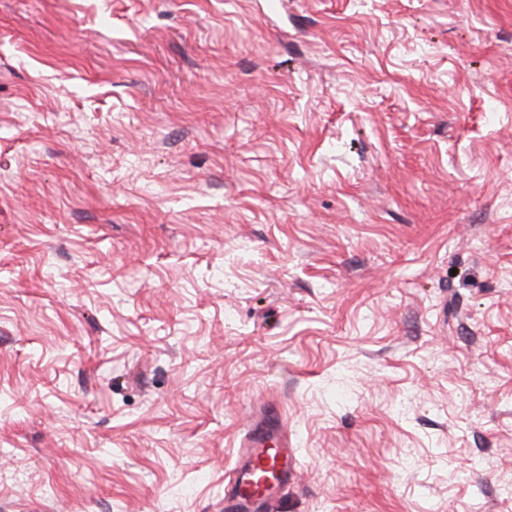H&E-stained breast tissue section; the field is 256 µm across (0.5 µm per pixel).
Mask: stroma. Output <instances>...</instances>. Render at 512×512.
I'll use <instances>...</instances> for the list:
<instances>
[{
    "mask_svg": "<svg viewBox=\"0 0 512 512\" xmlns=\"http://www.w3.org/2000/svg\"><path fill=\"white\" fill-rule=\"evenodd\" d=\"M507 512L512 0H0V512ZM281 423L271 411H265L254 429L241 440L238 453L245 458V463L238 467L229 477L233 490L234 507L249 510L264 506L263 496L258 481L259 470L266 467L277 471L280 480L291 477L293 472L294 448H288V441L267 448L268 441L276 442L281 435Z\"/></svg>",
    "mask_w": 512,
    "mask_h": 512,
    "instance_id": "1",
    "label": "stroma"
}]
</instances>
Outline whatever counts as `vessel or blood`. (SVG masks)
Instances as JSON below:
<instances>
[{
  "label": "vessel or blood",
  "mask_w": 512,
  "mask_h": 512,
  "mask_svg": "<svg viewBox=\"0 0 512 512\" xmlns=\"http://www.w3.org/2000/svg\"><path fill=\"white\" fill-rule=\"evenodd\" d=\"M281 423L272 412H264L254 429L241 440L238 452L245 462L229 477L233 499L240 512H251L263 506L264 501L258 485V473L269 468L290 478L293 472L294 451L288 446L278 445Z\"/></svg>",
  "instance_id": "obj_1"
}]
</instances>
